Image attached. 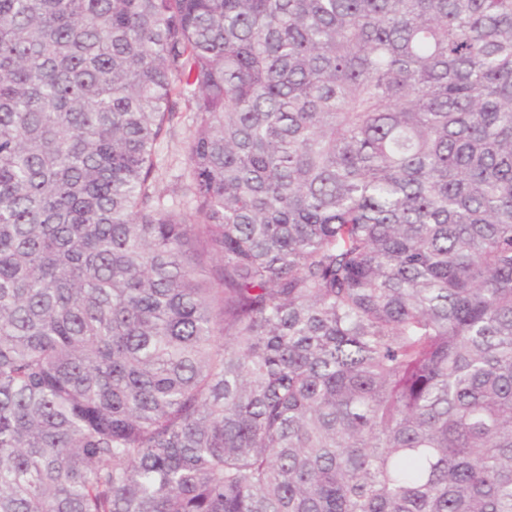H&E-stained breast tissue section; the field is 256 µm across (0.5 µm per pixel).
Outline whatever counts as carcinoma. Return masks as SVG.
<instances>
[{"mask_svg": "<svg viewBox=\"0 0 512 512\" xmlns=\"http://www.w3.org/2000/svg\"><path fill=\"white\" fill-rule=\"evenodd\" d=\"M0 512H512V0H0ZM190 121L184 118V121L177 127L175 135L167 136L160 144L157 150V172L156 186L158 193L165 199L179 198V184L177 176L184 166V154L182 143L189 133ZM178 195V197H177Z\"/></svg>", "mask_w": 512, "mask_h": 512, "instance_id": "carcinoma-1", "label": "carcinoma"}]
</instances>
